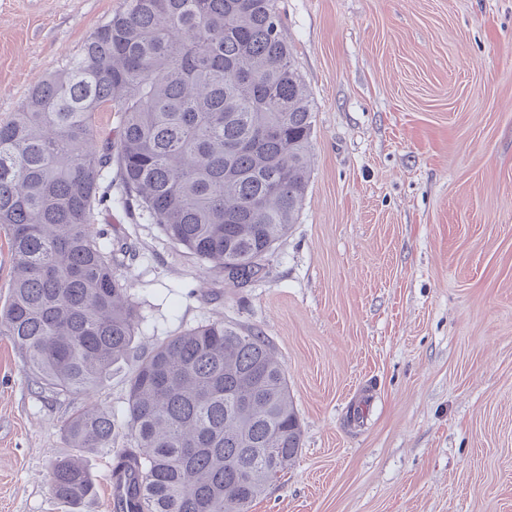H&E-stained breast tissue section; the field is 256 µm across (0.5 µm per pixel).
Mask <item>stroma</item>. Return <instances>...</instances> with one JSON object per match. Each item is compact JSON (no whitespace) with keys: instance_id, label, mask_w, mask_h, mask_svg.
I'll list each match as a JSON object with an SVG mask.
<instances>
[{"instance_id":"1","label":"stroma","mask_w":512,"mask_h":512,"mask_svg":"<svg viewBox=\"0 0 512 512\" xmlns=\"http://www.w3.org/2000/svg\"><path fill=\"white\" fill-rule=\"evenodd\" d=\"M121 0H0V119ZM315 111L296 224L247 288L113 205L94 230L146 322L91 396L44 398L0 336V512H115L112 454L69 447L87 399L117 421L142 355L198 325L258 329L302 426L249 512H512V0H278ZM79 460L92 495L57 500ZM93 489L88 472L74 458H61L52 468V490L55 496L74 504L87 497Z\"/></svg>"}]
</instances>
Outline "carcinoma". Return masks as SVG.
<instances>
[{"instance_id": "cac0c4a2", "label": "carcinoma", "mask_w": 512, "mask_h": 512, "mask_svg": "<svg viewBox=\"0 0 512 512\" xmlns=\"http://www.w3.org/2000/svg\"><path fill=\"white\" fill-rule=\"evenodd\" d=\"M277 0H122L59 72L0 122V229L13 279L0 335L45 393L87 394L127 356L145 319L116 273L96 210H141L224 280L265 278L297 223L314 135L309 90ZM119 118L102 137L96 115ZM116 451L119 512H248L288 470L301 423L281 360L259 330L212 321L142 356ZM115 422L92 403L64 424L71 448L112 451ZM93 489L73 458L52 468L55 496Z\"/></svg>"}]
</instances>
